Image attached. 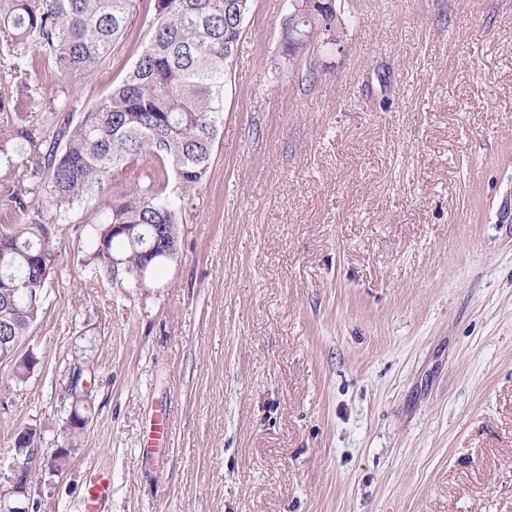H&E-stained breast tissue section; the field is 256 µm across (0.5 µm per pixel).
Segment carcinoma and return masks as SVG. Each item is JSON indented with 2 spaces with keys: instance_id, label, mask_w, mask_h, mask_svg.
I'll list each match as a JSON object with an SVG mask.
<instances>
[{
  "instance_id": "carcinoma-1",
  "label": "carcinoma",
  "mask_w": 512,
  "mask_h": 512,
  "mask_svg": "<svg viewBox=\"0 0 512 512\" xmlns=\"http://www.w3.org/2000/svg\"><path fill=\"white\" fill-rule=\"evenodd\" d=\"M153 2L147 43L122 81L80 120L63 119L48 137L32 113L19 111L31 99L24 78L29 55L52 59L69 76L99 67L131 25L137 0H0V56L10 72L0 88V112L10 114L0 122V205L22 216L0 226V304L8 306L0 336L13 343L31 333L54 274L55 247L42 211L28 201L42 184L58 209L89 195L104 199L90 259L107 275H135L157 233L173 253L150 262L147 272L177 257V201L207 175L223 121L225 67L244 23L224 15L226 0ZM322 2L289 0L286 52L304 53L320 29L335 32L336 15L320 13ZM139 159L155 165L149 182L105 199L115 171Z\"/></svg>"
}]
</instances>
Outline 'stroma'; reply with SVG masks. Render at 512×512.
Instances as JSON below:
<instances>
[{
	"label": "stroma",
	"mask_w": 512,
	"mask_h": 512,
	"mask_svg": "<svg viewBox=\"0 0 512 512\" xmlns=\"http://www.w3.org/2000/svg\"><path fill=\"white\" fill-rule=\"evenodd\" d=\"M336 8L292 57L288 0H253L179 255L145 282L89 263L98 198L61 220L32 195L57 256L35 367L0 366V491L17 430L48 458L87 423L29 512H85L92 476L95 512H512V0ZM153 17L97 69L36 58L47 123L109 96Z\"/></svg>",
	"instance_id": "stroma-1"
}]
</instances>
